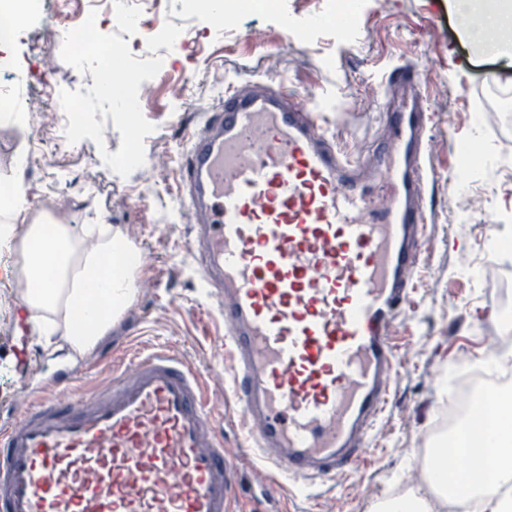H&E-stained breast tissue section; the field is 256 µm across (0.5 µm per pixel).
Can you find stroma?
<instances>
[{
  "label": "stroma",
  "instance_id": "1",
  "mask_svg": "<svg viewBox=\"0 0 512 512\" xmlns=\"http://www.w3.org/2000/svg\"><path fill=\"white\" fill-rule=\"evenodd\" d=\"M229 2L234 18L219 32L202 0H160L153 13L139 0H74L68 24L36 13L0 53V77H21L30 101L48 111L75 105L84 115L65 141L52 127L30 128L23 109L0 110V182L19 184L34 209L118 227L141 262L135 301L73 360L44 344L40 321H18L20 301L0 281V417L61 370L84 394L162 347L196 365L216 400L212 419L238 474L230 512H369L411 479L423 450L444 454L451 371L490 357L489 338L512 337V107L500 100L512 94V66L459 37L448 0H359L350 24L333 0H279L271 13ZM130 15L138 18L124 42L130 66L116 78L142 92L135 112L101 100L98 81L74 63L91 46L111 44L117 17ZM174 29L181 39L172 45ZM162 47L168 65L155 73L149 56ZM406 63L426 93L431 152L428 223L394 332L399 376L358 468L316 483L274 480L256 464L224 384L222 315L188 249L179 179L187 134L222 92L256 80L321 112L331 141L356 156L384 124L386 73ZM132 151L141 165H121ZM491 229L507 253L485 291L477 280Z\"/></svg>",
  "mask_w": 512,
  "mask_h": 512
}]
</instances>
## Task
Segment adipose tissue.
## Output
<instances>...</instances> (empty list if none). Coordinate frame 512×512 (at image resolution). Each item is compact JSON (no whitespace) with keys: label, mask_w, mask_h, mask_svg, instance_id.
I'll return each instance as SVG.
<instances>
[{"label":"adipose tissue","mask_w":512,"mask_h":512,"mask_svg":"<svg viewBox=\"0 0 512 512\" xmlns=\"http://www.w3.org/2000/svg\"><path fill=\"white\" fill-rule=\"evenodd\" d=\"M448 9L459 18L462 35L479 45H488L489 34L512 33V0H497L492 10L486 8L485 0H448ZM19 222L24 225L21 255L29 284L22 301L28 310L45 316V332L55 337L56 347L83 355L133 303L140 288L137 250L120 230L108 225L98 229L96 246L84 249L86 225L30 211L22 200L0 213V244H10ZM482 433L486 446L495 448L497 462L491 468L496 487L481 498V512H512V499L497 494L498 488L512 485V435L489 427ZM486 469L480 459L457 476L432 468L427 488H412L403 496L383 500L371 512H435L430 488L449 484L458 495H466L485 484Z\"/></svg>","instance_id":"ef3b65f1"}]
</instances>
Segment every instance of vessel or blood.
Listing matches in <instances>:
<instances>
[{"mask_svg": "<svg viewBox=\"0 0 512 512\" xmlns=\"http://www.w3.org/2000/svg\"><path fill=\"white\" fill-rule=\"evenodd\" d=\"M387 85L400 99L360 161L320 113L261 83L225 94L188 137L193 257L272 473L357 467L398 377L428 142L415 71L394 68ZM211 404L197 368L165 349L85 395L58 376L0 424V512H227L235 471Z\"/></svg>", "mask_w": 512, "mask_h": 512, "instance_id": "b4317fda", "label": "vessel or blood"}]
</instances>
